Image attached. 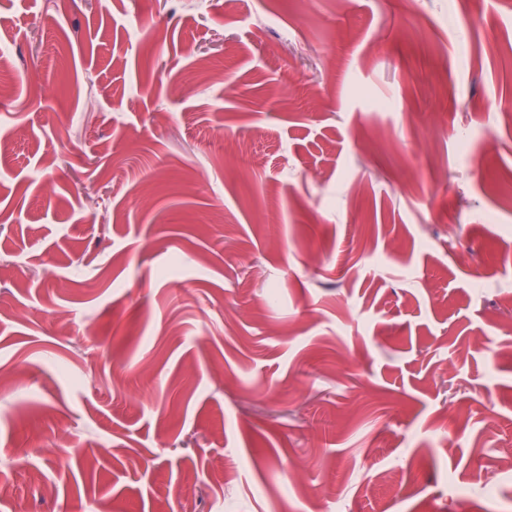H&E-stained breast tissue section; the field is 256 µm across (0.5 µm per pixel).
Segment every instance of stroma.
<instances>
[{"label":"stroma","mask_w":512,"mask_h":512,"mask_svg":"<svg viewBox=\"0 0 512 512\" xmlns=\"http://www.w3.org/2000/svg\"><path fill=\"white\" fill-rule=\"evenodd\" d=\"M0 84V512H512V0H0Z\"/></svg>","instance_id":"stroma-1"}]
</instances>
